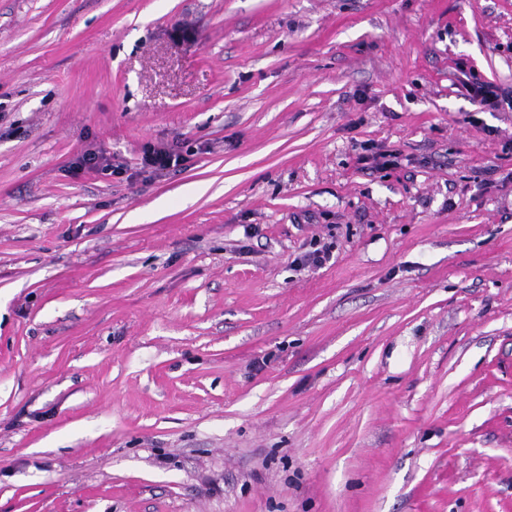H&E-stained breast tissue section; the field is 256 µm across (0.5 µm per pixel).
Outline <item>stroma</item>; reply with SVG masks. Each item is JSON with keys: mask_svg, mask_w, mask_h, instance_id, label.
<instances>
[{"mask_svg": "<svg viewBox=\"0 0 512 512\" xmlns=\"http://www.w3.org/2000/svg\"><path fill=\"white\" fill-rule=\"evenodd\" d=\"M476 80L512 0H0V512H512ZM143 165L155 172H163L177 167L181 162V156L171 148H154L145 152ZM309 246L310 249L306 250L294 259L293 262L298 267L309 265L322 267L333 258V251L336 248V244L334 242L321 244V241L317 239L313 242L311 241Z\"/></svg>", "mask_w": 512, "mask_h": 512, "instance_id": "stroma-1", "label": "stroma"}]
</instances>
